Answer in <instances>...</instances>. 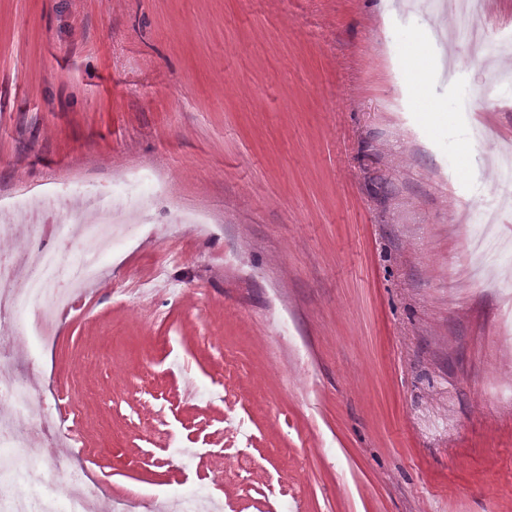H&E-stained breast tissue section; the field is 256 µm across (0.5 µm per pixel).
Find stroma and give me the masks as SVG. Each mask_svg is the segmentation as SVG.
<instances>
[{
	"mask_svg": "<svg viewBox=\"0 0 512 512\" xmlns=\"http://www.w3.org/2000/svg\"><path fill=\"white\" fill-rule=\"evenodd\" d=\"M435 3L0 0V198L139 174L174 202L116 210L130 236L18 352L84 421L48 463L97 512H512V0L438 68ZM170 244L177 292L139 294ZM69 512H91L96 500V492L76 472L66 484L64 493Z\"/></svg>",
	"mask_w": 512,
	"mask_h": 512,
	"instance_id": "obj_1",
	"label": "stroma"
}]
</instances>
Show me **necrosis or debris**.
<instances>
[{
	"mask_svg": "<svg viewBox=\"0 0 512 512\" xmlns=\"http://www.w3.org/2000/svg\"><path fill=\"white\" fill-rule=\"evenodd\" d=\"M74 193L91 202L93 223L78 225L63 194L40 203L19 197L0 204V326H11L17 315L19 298L14 289L17 276H24L27 281L28 299L34 307L29 334L13 336V346H25L30 335H44L55 314L68 305L72 294L94 278L112 246V216L116 208L113 191L87 184L75 188ZM21 230L31 244L24 261L20 262L5 245ZM44 238L54 239L57 250L41 246ZM69 249L80 250L82 262L78 267L67 268L60 262L59 251ZM29 374V367L15 363L10 349L0 350V402L12 403L9 413L0 414L2 447H28L29 436L35 430L50 442L59 430L55 413L35 402L27 382ZM12 467L26 469L29 478L38 483L40 492L21 495L15 481L0 477V507L12 506L14 512H54L53 472L42 470L40 460L31 456L14 458Z\"/></svg>",
	"mask_w": 512,
	"mask_h": 512,
	"instance_id": "1",
	"label": "necrosis or debris"
}]
</instances>
